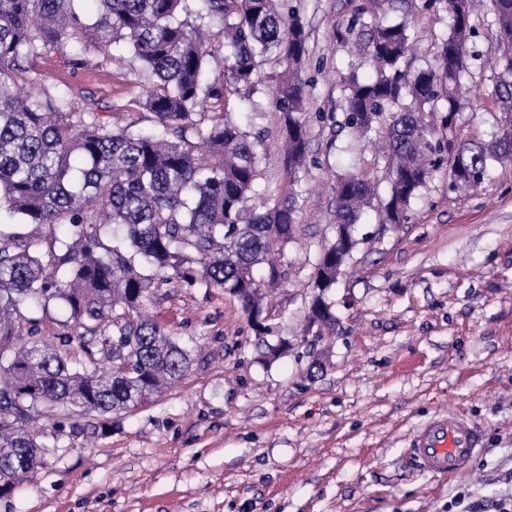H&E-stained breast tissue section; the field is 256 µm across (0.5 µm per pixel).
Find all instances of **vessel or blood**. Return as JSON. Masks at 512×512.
<instances>
[{
    "label": "vessel or blood",
    "instance_id": "b4317fda",
    "mask_svg": "<svg viewBox=\"0 0 512 512\" xmlns=\"http://www.w3.org/2000/svg\"><path fill=\"white\" fill-rule=\"evenodd\" d=\"M476 430L459 415L442 413L417 427L408 450L421 471L446 476L469 470L479 453Z\"/></svg>",
    "mask_w": 512,
    "mask_h": 512
}]
</instances>
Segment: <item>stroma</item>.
Masks as SVG:
<instances>
[{"label":"stroma","mask_w":512,"mask_h":512,"mask_svg":"<svg viewBox=\"0 0 512 512\" xmlns=\"http://www.w3.org/2000/svg\"><path fill=\"white\" fill-rule=\"evenodd\" d=\"M309 34L304 65L309 131L299 173L297 244L273 321L291 337L271 361L236 302L201 288H165L151 315L196 336L191 367L174 388L112 415L78 418L0 512H496L512 496V161L495 164L478 190L450 188L434 172L402 224L364 213L358 244L326 294L340 322L330 348L301 339L318 253L333 238L335 179L349 169L388 191L383 158L340 128L342 76L372 72L336 38L357 0H292ZM406 23L412 68L432 59L448 32L441 6L415 0ZM82 74L57 57L30 69L49 87L73 85L105 105L136 111L143 90L127 55L90 50ZM276 65L264 62L253 95L265 145L258 191L279 193L287 169L273 110ZM497 71L469 61L452 140H487L503 122ZM455 412L482 452L464 474L436 478L406 450L419 424Z\"/></svg>","instance_id":"stroma-1"}]
</instances>
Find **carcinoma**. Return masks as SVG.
<instances>
[{"label": "carcinoma", "mask_w": 512, "mask_h": 512, "mask_svg": "<svg viewBox=\"0 0 512 512\" xmlns=\"http://www.w3.org/2000/svg\"><path fill=\"white\" fill-rule=\"evenodd\" d=\"M88 0H0V477L16 488L38 466L45 444L27 424L68 415L105 417L135 408L179 382L189 369L187 341L147 318L162 288H216L237 302L267 354L275 327L263 317V289L284 279L273 254L295 241L296 174L307 161L305 79L308 32L290 0H196V17L224 31L225 70L209 73L202 24L179 19L185 0H94V23L77 8ZM440 0L448 34L434 63L412 71L405 27L378 15L411 0H361L340 41L352 43L372 77L344 81L343 128L356 140L385 128L386 199L368 180L336 178L334 241L317 256L319 280L306 330L323 338L338 322L325 292L335 287L362 214L381 208L402 224L454 150L450 185L477 189L493 166L512 159V136L458 145L435 139L453 129L468 68L471 12ZM493 51L504 62L494 96L512 116V0H491ZM370 17L371 22L364 21ZM92 43L120 44L149 76L134 120H113L92 96L47 88L31 58L57 55L71 70L91 66ZM272 60L279 132L288 162L283 191L259 204L263 137L235 112H210L227 91L250 99L260 63ZM60 305L69 331L56 346L42 338V314Z\"/></svg>", "instance_id": "1"}]
</instances>
